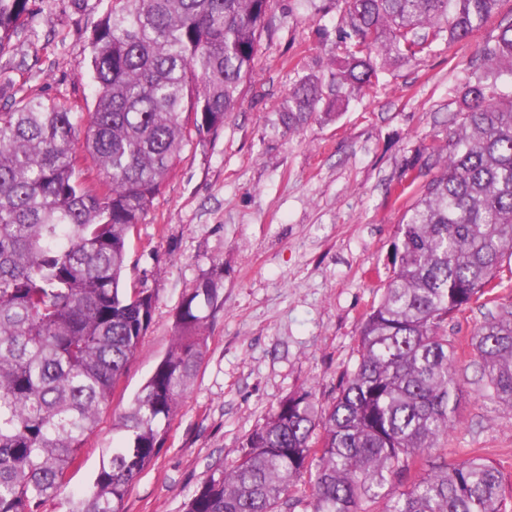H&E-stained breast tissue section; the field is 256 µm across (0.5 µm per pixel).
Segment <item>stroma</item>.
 I'll return each mask as SVG.
<instances>
[{"instance_id":"1","label":"stroma","mask_w":512,"mask_h":512,"mask_svg":"<svg viewBox=\"0 0 512 512\" xmlns=\"http://www.w3.org/2000/svg\"><path fill=\"white\" fill-rule=\"evenodd\" d=\"M326 0H274L256 72L236 112L207 141L185 149L131 239L125 281L157 297L152 322L81 450L70 491L90 485L115 424L175 336L183 296L222 266L220 308L208 351L170 423L157 459L139 476L124 512H184L213 465L236 460L248 433L288 396L312 392L332 404L343 372L358 359L361 324L392 274L403 207L393 195L407 161L444 143L450 114L480 67V50L512 21V0L461 44L392 63L376 87L319 110L295 128L281 107L298 79L332 67L337 23ZM37 17L0 58V88L84 108L91 95L86 33L107 0H35ZM494 300L479 299L448 319L467 344L473 328L512 301L501 271ZM463 392L445 458L485 449L512 497V410L485 394L473 355L462 354Z\"/></svg>"}]
</instances>
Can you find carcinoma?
<instances>
[{"instance_id":"obj_1","label":"carcinoma","mask_w":512,"mask_h":512,"mask_svg":"<svg viewBox=\"0 0 512 512\" xmlns=\"http://www.w3.org/2000/svg\"><path fill=\"white\" fill-rule=\"evenodd\" d=\"M503 0H334V68L306 74L283 106L290 128L374 85L385 66L441 40H466ZM273 0H109L90 37L94 109L21 95L0 111V512H122L165 445L207 353L217 271L176 313L173 345L116 427L95 480L63 499L80 449L152 320L156 296L128 289L137 224L185 148L217 133L256 67ZM33 0H0V58ZM484 69L448 122L445 145L406 166L433 173L401 218L402 237L358 360L328 408L310 393L281 402L216 464L186 512H507L501 469L477 451L433 463L457 423L458 346L448 316L497 287L512 259V21L480 50ZM82 150L97 171L85 176ZM468 346L491 399L512 409V302Z\"/></svg>"}]
</instances>
